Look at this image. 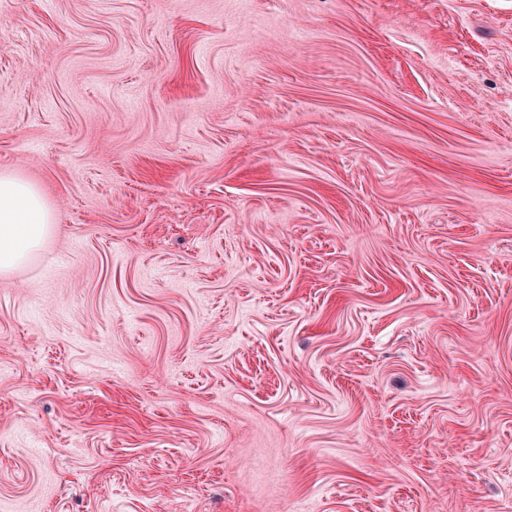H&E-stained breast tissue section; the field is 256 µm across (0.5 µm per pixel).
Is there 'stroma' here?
Instances as JSON below:
<instances>
[{
  "mask_svg": "<svg viewBox=\"0 0 512 512\" xmlns=\"http://www.w3.org/2000/svg\"><path fill=\"white\" fill-rule=\"evenodd\" d=\"M0 512H512V0H0ZM38 188L10 170L0 171V273L26 264L57 229Z\"/></svg>",
  "mask_w": 512,
  "mask_h": 512,
  "instance_id": "35a3bbf8",
  "label": "stroma"
}]
</instances>
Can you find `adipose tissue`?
<instances>
[{
  "mask_svg": "<svg viewBox=\"0 0 512 512\" xmlns=\"http://www.w3.org/2000/svg\"><path fill=\"white\" fill-rule=\"evenodd\" d=\"M56 228V216L38 188L13 171L1 170L0 273L26 264Z\"/></svg>",
  "mask_w": 512,
  "mask_h": 512,
  "instance_id": "obj_1",
  "label": "adipose tissue"
}]
</instances>
